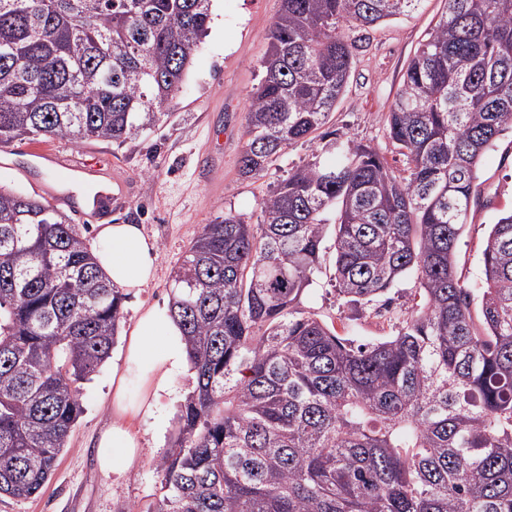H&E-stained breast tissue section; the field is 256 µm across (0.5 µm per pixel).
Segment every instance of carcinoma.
Masks as SVG:
<instances>
[{"label": "carcinoma", "instance_id": "cac0c4a2", "mask_svg": "<svg viewBox=\"0 0 512 512\" xmlns=\"http://www.w3.org/2000/svg\"><path fill=\"white\" fill-rule=\"evenodd\" d=\"M209 2L0 0V146H120L154 127ZM420 2L283 0L240 174L314 140L367 29ZM445 2L389 107L403 169L326 132L262 198L259 222L226 213L188 246L170 312L196 386L148 512H512V213L489 232L479 293L454 267L480 158L512 131V0ZM330 225L345 303L419 280L392 335L357 342L299 308ZM124 299L75 225L0 187V494L31 498L53 474Z\"/></svg>", "mask_w": 512, "mask_h": 512}]
</instances>
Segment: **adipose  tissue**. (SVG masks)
I'll return each instance as SVG.
<instances>
[{
	"mask_svg": "<svg viewBox=\"0 0 512 512\" xmlns=\"http://www.w3.org/2000/svg\"><path fill=\"white\" fill-rule=\"evenodd\" d=\"M91 250L112 283L127 293L147 286L159 259L155 240L136 224L98 225ZM187 370L188 350L179 324L168 309L145 310L128 338L124 368L112 374V422L97 446L103 473L122 472L140 457L143 442L131 425L132 419L155 415L157 430H164L166 419L156 416V404L174 391ZM132 379L140 388L134 399L127 391Z\"/></svg>",
	"mask_w": 512,
	"mask_h": 512,
	"instance_id": "1",
	"label": "adipose tissue"
}]
</instances>
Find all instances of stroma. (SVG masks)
<instances>
[{
    "label": "stroma",
    "mask_w": 512,
    "mask_h": 512,
    "mask_svg": "<svg viewBox=\"0 0 512 512\" xmlns=\"http://www.w3.org/2000/svg\"><path fill=\"white\" fill-rule=\"evenodd\" d=\"M444 0H422L406 19L374 27L354 57L348 86L336 102L328 130L384 153L388 164L402 168L386 137V115L409 60L444 11ZM281 0H212L210 29L196 49L181 93L169 115L155 127L120 146L106 141L73 144L65 140L15 141L10 167L0 166V185L46 199L58 171L48 166L36 174L26 167L33 152H53L71 166L96 162L99 173L82 175L89 188L108 181L123 188L121 205H109L106 224H138L153 238L160 259L153 281L124 302L122 330H129L143 311L169 304L175 266L203 225L231 212L256 223L259 202L270 187L306 163L316 142L293 145L258 178L240 175L238 159L246 140L245 112L258 80L259 61L268 48V32ZM478 194L455 249L458 276L471 286L483 280L482 251L491 224L512 210V133L487 151L478 169ZM333 237H326L322 268L304 292L300 306L317 312L337 333L356 340L391 335L418 300L419 284L405 277L392 288L383 306L355 308L334 288ZM124 339L81 385L83 413L59 454L54 473L35 497H0V512H145L160 495L153 461L169 445L157 437L156 423L138 417L134 429L144 443L143 458L121 475L105 476L95 455L100 432L111 421L112 372L124 365Z\"/></svg>",
    "instance_id": "stroma-1"
}]
</instances>
